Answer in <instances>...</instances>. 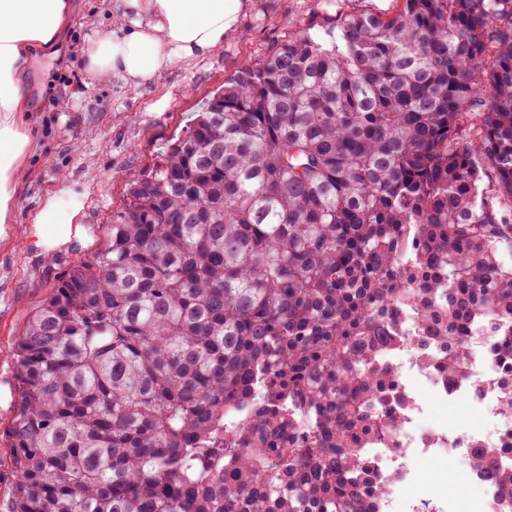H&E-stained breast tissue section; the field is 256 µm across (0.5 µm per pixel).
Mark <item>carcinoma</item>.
Segmentation results:
<instances>
[{
    "mask_svg": "<svg viewBox=\"0 0 512 512\" xmlns=\"http://www.w3.org/2000/svg\"><path fill=\"white\" fill-rule=\"evenodd\" d=\"M402 2L240 67L129 183L18 338L11 512H382L388 352H512V0Z\"/></svg>",
    "mask_w": 512,
    "mask_h": 512,
    "instance_id": "obj_1",
    "label": "carcinoma"
}]
</instances>
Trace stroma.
Returning a JSON list of instances; mask_svg holds the SVG:
<instances>
[{
    "mask_svg": "<svg viewBox=\"0 0 512 512\" xmlns=\"http://www.w3.org/2000/svg\"><path fill=\"white\" fill-rule=\"evenodd\" d=\"M114 0H77L73 23L54 56H39L26 83L38 149L10 237L0 241V431L17 403L13 351L29 315L62 279L70 264L94 252L126 198L128 181L150 171L166 143L179 137L203 102L245 63L271 52L288 35L309 29L328 41L340 22L356 13L389 16L400 0H254L237 32L214 55L176 64L140 87L95 80L87 54L112 28ZM166 99L164 111L154 104ZM85 195L84 242L45 254L25 236L42 200L62 186ZM455 481L461 512H484L481 497L468 488L467 470L446 458L424 463L422 485Z\"/></svg>",
    "mask_w": 512,
    "mask_h": 512,
    "instance_id": "obj_1",
    "label": "stroma"
}]
</instances>
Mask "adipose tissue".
<instances>
[{
	"label": "adipose tissue",
	"mask_w": 512,
	"mask_h": 512,
	"mask_svg": "<svg viewBox=\"0 0 512 512\" xmlns=\"http://www.w3.org/2000/svg\"><path fill=\"white\" fill-rule=\"evenodd\" d=\"M252 7V0H117L112 30L91 49L89 69L96 80L138 86L174 64L221 50ZM75 10L74 0H0V240L11 234L36 147L24 83L36 51L56 46ZM83 209V193L62 189L35 213L30 240L44 253L83 240Z\"/></svg>",
	"instance_id": "1"
}]
</instances>
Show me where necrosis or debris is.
Returning <instances> with one entry per match:
<instances>
[{"label":"necrosis or debris","instance_id":"obj_1","mask_svg":"<svg viewBox=\"0 0 512 512\" xmlns=\"http://www.w3.org/2000/svg\"><path fill=\"white\" fill-rule=\"evenodd\" d=\"M502 358L500 348L483 346L469 361L464 378L447 381L421 368L409 350L392 353L399 387L409 403L398 449L374 453L376 472L395 476L383 512H455L457 504L447 495L433 489L416 494L423 461L446 457L466 467L477 445H512V421L500 418L495 406ZM446 410L453 411V419H442Z\"/></svg>","mask_w":512,"mask_h":512}]
</instances>
